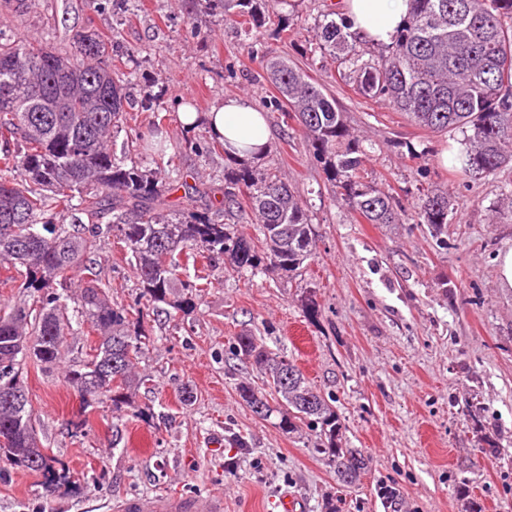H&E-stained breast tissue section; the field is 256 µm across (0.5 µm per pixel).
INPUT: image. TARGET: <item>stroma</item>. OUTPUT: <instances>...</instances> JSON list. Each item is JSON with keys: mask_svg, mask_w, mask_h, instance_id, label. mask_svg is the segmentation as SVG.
Returning <instances> with one entry per match:
<instances>
[{"mask_svg": "<svg viewBox=\"0 0 512 512\" xmlns=\"http://www.w3.org/2000/svg\"><path fill=\"white\" fill-rule=\"evenodd\" d=\"M338 0H297L296 26L281 32L267 15L265 52L289 56L336 99L349 129L372 144L365 167L403 206L444 188L451 221L365 224L335 201L320 162L278 113L260 163L278 167L309 204L313 254L293 277L206 269L208 285L192 312L165 313L143 298L117 238L93 268L113 302L139 306L153 341L139 363L151 378L129 404L83 408L62 369L27 361L23 378L38 436L56 458V477L0 461V512H119L124 500L220 494L224 512H275L283 494L299 512H512V289L496 258L512 246L507 205L512 164L495 178L453 175L441 157L465 147L468 131L435 136L386 105L360 96L324 54H306L320 15ZM0 0V32L23 31L36 44L74 54L94 31L134 60L119 69L129 92L127 126L152 135L154 113L188 186L224 183L227 156L206 124L187 129L179 112L204 113L227 97L255 106L274 94L257 80L243 27L208 13L202 0ZM152 108H145V101ZM426 150L421 159L411 149ZM314 302L317 318L306 314ZM257 336L287 356L341 419L340 443L360 449L359 483L337 480L317 432H286L278 415L257 418L237 387L262 376L236 356V336ZM81 429H74V422ZM248 445H233L236 436Z\"/></svg>", "mask_w": 512, "mask_h": 512, "instance_id": "35a3bbf8", "label": "stroma"}]
</instances>
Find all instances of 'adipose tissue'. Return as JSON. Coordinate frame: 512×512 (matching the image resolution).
<instances>
[{
    "label": "adipose tissue",
    "instance_id": "1",
    "mask_svg": "<svg viewBox=\"0 0 512 512\" xmlns=\"http://www.w3.org/2000/svg\"><path fill=\"white\" fill-rule=\"evenodd\" d=\"M409 0H341V15L351 32L375 45L389 44L404 24ZM186 127L206 123L211 135L234 156L259 155L266 151L269 126L266 116L243 97H230L205 114L183 112Z\"/></svg>",
    "mask_w": 512,
    "mask_h": 512
}]
</instances>
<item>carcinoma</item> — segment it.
I'll list each match as a JSON object with an SVG mask.
<instances>
[{
	"label": "carcinoma",
	"mask_w": 512,
	"mask_h": 512,
	"mask_svg": "<svg viewBox=\"0 0 512 512\" xmlns=\"http://www.w3.org/2000/svg\"><path fill=\"white\" fill-rule=\"evenodd\" d=\"M226 21L245 18L261 27L266 12L288 0H204ZM410 12L386 54L368 53L344 19L317 24L314 50L336 58L354 78L358 93L390 106L431 134L469 129L457 157L464 173L494 176L512 163V0H410ZM260 39L245 32L244 47L260 59L278 95L269 99L283 122L293 116L299 132L322 164L334 197L369 224H398L408 218L440 229L453 206L448 191H431L408 214L383 184L367 181L369 151L345 123L344 113L322 85L286 57L259 55ZM114 46L88 31L75 54L63 56L14 33L0 37V140L14 150L0 154V268L15 274L3 288L37 292L0 314V456L14 466L54 474L56 459L37 436L23 365L33 359L46 369L65 365L69 387L81 390L98 367L115 362L93 392L99 402L120 409L145 382L138 363L150 332L130 310L112 306L91 279L66 301L55 281L69 279L116 234L135 260L143 296L185 312L192 307L176 287L177 270L198 259L224 260L234 272L300 270L313 250L307 207L274 168L259 169L248 159L224 165V214L248 204L261 224L256 245L234 225L221 223L196 205L200 189L186 205L172 209L168 196L176 178L161 182L135 154L137 135L126 133L116 153L111 139L125 129L129 96L112 69ZM89 326L98 336L85 360L65 361L67 336ZM236 354L263 373L277 406L247 383L238 394L264 417H280L292 432L309 425L319 432L321 452L339 481L352 484L365 470L361 451L337 443L336 408L295 366L282 373L284 356L246 333L236 337Z\"/></svg>",
	"instance_id": "carcinoma-1"
}]
</instances>
